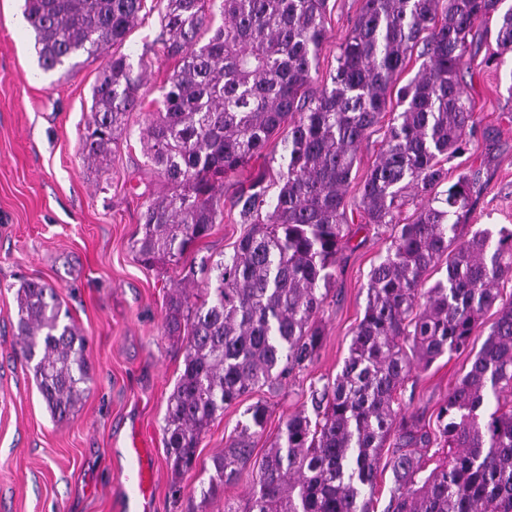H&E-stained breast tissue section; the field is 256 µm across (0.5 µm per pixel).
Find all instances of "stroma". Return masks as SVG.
Returning <instances> with one entry per match:
<instances>
[{"instance_id":"stroma-1","label":"stroma","mask_w":512,"mask_h":512,"mask_svg":"<svg viewBox=\"0 0 512 512\" xmlns=\"http://www.w3.org/2000/svg\"><path fill=\"white\" fill-rule=\"evenodd\" d=\"M23 0H0V512H133L124 491L126 448L131 435L143 439L155 472L152 512H239L256 472L245 468L213 498H203L215 454L246 423L245 410L265 401L267 428L255 445L263 455L292 413L310 408V392L340 372L366 305L369 273L385 256L391 230L366 226L358 208L363 183L379 151L372 136L358 152L346 191L347 215L355 233L340 257L318 316L323 345L313 364L293 369L276 390L261 389L225 408L201 435L195 467L174 475L165 450V414L183 371V343L168 335L166 302L180 287L202 292L207 271L232 255L245 230L238 212L225 208L224 221L198 242L184 262L145 268L131 242L139 217L163 184L150 169L142 134L157 108L173 61L149 54L159 31L150 12L131 28L121 53L138 60L148 54L144 107L133 112L105 172L88 167L81 136L91 117V88L110 52L73 71H43L32 32L21 23ZM363 0H329L326 41L312 70L321 88L336 67ZM496 23L480 26L464 74L476 126L468 149L447 162L449 180L466 168L480 170L483 188L474 197L463 235L476 229L512 228V57L488 63L496 49ZM283 135H275L262 157L226 178L225 193L250 174L269 173L277 194ZM54 287L70 320L88 338L91 382L69 419L50 417L33 373L16 355V291L22 281ZM480 320L468 351L446 355L428 368L413 369L399 396L408 412L433 414L448 388L470 365L493 323ZM179 481L182 494L171 499Z\"/></svg>"}]
</instances>
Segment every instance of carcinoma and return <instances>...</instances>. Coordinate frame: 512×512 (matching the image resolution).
Here are the masks:
<instances>
[{
    "instance_id": "1",
    "label": "carcinoma",
    "mask_w": 512,
    "mask_h": 512,
    "mask_svg": "<svg viewBox=\"0 0 512 512\" xmlns=\"http://www.w3.org/2000/svg\"><path fill=\"white\" fill-rule=\"evenodd\" d=\"M504 0H363L339 46L335 72L309 93L325 38L327 0H165L155 39L175 61L145 154L167 191L139 218L132 248L146 267L179 263L224 221V177L262 154L288 126L282 185L267 196L264 172L240 185L232 206L249 225L229 259L211 268L203 295H170L167 326L184 332V369L168 400L167 459L196 465L201 434L224 408L288 370L313 362L317 321L337 258L349 242L345 189L361 145L381 135L359 209L366 223L392 226L386 256L370 271L367 300L341 371L312 393L314 415L280 426L258 462L245 512H373L378 471H390L386 512H512V229L498 237L460 234L480 171L448 183L444 162L466 150L474 112L465 89L476 27L498 17L497 55H512V6ZM223 23L211 26L214 7ZM146 0H25L39 65L48 72L122 44ZM210 31L207 42L202 36ZM422 59L400 78L416 48ZM112 55L92 88L83 154L107 169L130 114L141 108L142 78ZM396 116L386 122V113ZM420 203L401 221L402 207ZM445 276L426 292V275ZM21 357L51 417L73 414L89 380L87 340L61 323L55 289L25 281L16 292ZM496 321L468 370L448 389L435 427L402 412L398 388L417 366L464 352L483 315ZM213 457L203 497L251 465L266 404ZM442 443L427 475L419 448Z\"/></svg>"
}]
</instances>
